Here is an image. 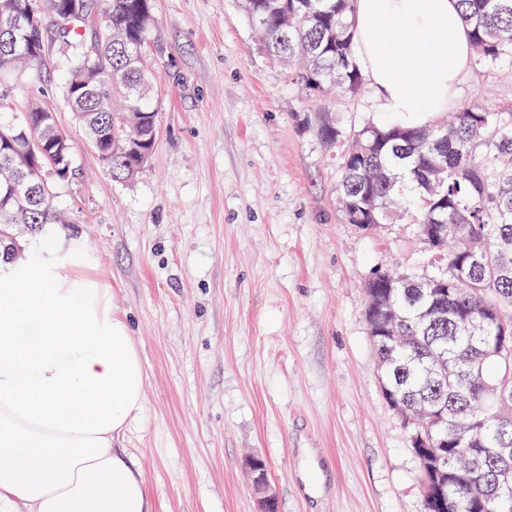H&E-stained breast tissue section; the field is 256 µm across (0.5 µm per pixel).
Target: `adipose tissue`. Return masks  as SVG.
<instances>
[{"mask_svg": "<svg viewBox=\"0 0 512 512\" xmlns=\"http://www.w3.org/2000/svg\"><path fill=\"white\" fill-rule=\"evenodd\" d=\"M353 21L380 111L405 126L447 111L472 57L459 0H354ZM144 405L109 289L52 257L0 267V512H152L114 446Z\"/></svg>", "mask_w": 512, "mask_h": 512, "instance_id": "adipose-tissue-1", "label": "adipose tissue"}]
</instances>
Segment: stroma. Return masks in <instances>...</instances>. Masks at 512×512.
Here are the masks:
<instances>
[{
  "instance_id": "1",
  "label": "stroma",
  "mask_w": 512,
  "mask_h": 512,
  "mask_svg": "<svg viewBox=\"0 0 512 512\" xmlns=\"http://www.w3.org/2000/svg\"><path fill=\"white\" fill-rule=\"evenodd\" d=\"M159 135L151 163L116 182L75 124L55 70L16 81L55 112L73 146L56 185L74 277L110 289L143 361L145 407L120 440L153 512H257L246 460L267 463L278 512H421L419 463L385 403L365 320L379 269L430 275L413 225L347 223L339 162L370 88L303 93L270 58L237 0H154ZM458 102L512 112V62L469 65ZM335 113L343 136L313 130Z\"/></svg>"
}]
</instances>
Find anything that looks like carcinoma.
<instances>
[{
    "mask_svg": "<svg viewBox=\"0 0 512 512\" xmlns=\"http://www.w3.org/2000/svg\"><path fill=\"white\" fill-rule=\"evenodd\" d=\"M0 0V260L15 261L18 237H37L47 226L67 228L55 204L54 182L69 177L72 145L55 113L30 96L16 105L6 88L24 68L46 66L48 37L67 48L57 67L58 88L87 140L96 142L103 168L117 182L134 179L149 163L159 128L151 101L147 49L156 27L153 0ZM475 64L494 68L512 60V0H459ZM266 52L298 65L293 80L305 90L335 89L356 95L364 85L353 57V0H239ZM71 11L68 26L50 31L46 18ZM95 43L96 53L87 54ZM44 151L28 149L30 133ZM318 133L328 145L342 131L332 112L320 114ZM338 199L360 208L370 230L403 218L416 226L433 277L448 278L440 298L417 287L411 271L384 278L391 290L367 294L366 322L385 323L397 313L396 335L372 336L387 403L431 432L440 459L419 461L424 486L441 480L456 497V512H473L469 487L478 479L490 512L509 499L492 479L503 461L500 443L512 444V354L483 359L466 372L468 357L512 328V275L496 278L471 264L475 243L490 264L512 269V112L490 104H465L446 120L423 126L366 125L341 157ZM47 182L49 192L41 189ZM448 227L433 247L427 230Z\"/></svg>",
    "mask_w": 512,
    "mask_h": 512,
    "instance_id": "carcinoma-1",
    "label": "carcinoma"
}]
</instances>
